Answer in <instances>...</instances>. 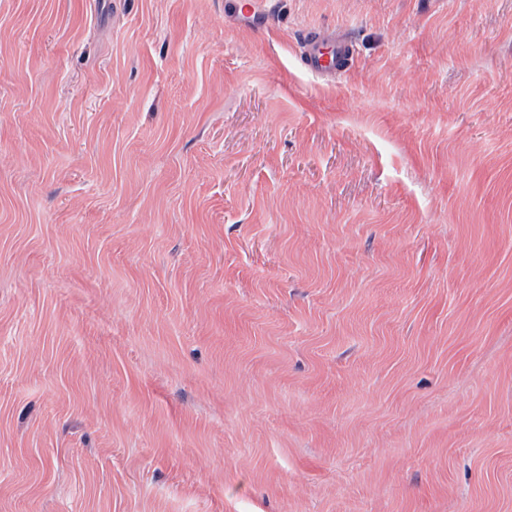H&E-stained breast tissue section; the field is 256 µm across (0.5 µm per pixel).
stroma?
<instances>
[{
  "label": "stroma",
  "mask_w": 512,
  "mask_h": 512,
  "mask_svg": "<svg viewBox=\"0 0 512 512\" xmlns=\"http://www.w3.org/2000/svg\"><path fill=\"white\" fill-rule=\"evenodd\" d=\"M224 3L0 0V512H512V0ZM230 7L256 29L264 28L272 17V0H229ZM353 57V47L341 33L316 31L305 37L304 66L316 77L345 71Z\"/></svg>",
  "instance_id": "obj_1"
}]
</instances>
